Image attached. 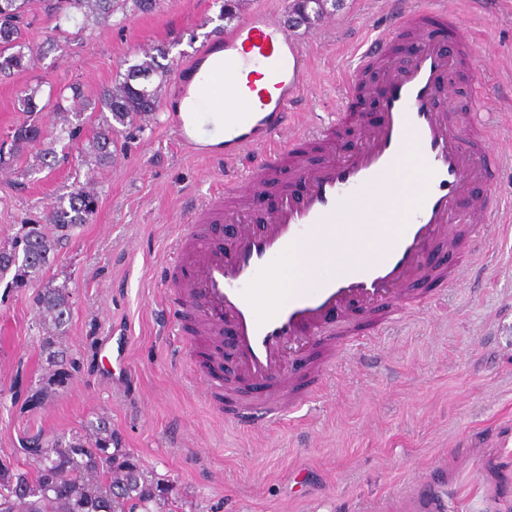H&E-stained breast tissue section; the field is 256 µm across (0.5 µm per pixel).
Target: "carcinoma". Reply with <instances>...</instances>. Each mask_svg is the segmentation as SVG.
<instances>
[{
    "label": "carcinoma",
    "mask_w": 512,
    "mask_h": 512,
    "mask_svg": "<svg viewBox=\"0 0 512 512\" xmlns=\"http://www.w3.org/2000/svg\"><path fill=\"white\" fill-rule=\"evenodd\" d=\"M30 0H0V76L26 71L34 65L33 55L24 52V21ZM159 0H40V10L54 23L55 36L68 43L77 40L90 25L103 29L112 26V16L119 10L133 12L153 11ZM241 0H221L219 19L230 24L239 13ZM292 11L307 10L306 27L317 25L329 10L318 2L311 6L294 3ZM75 23V30L64 28ZM156 54L144 52L140 60L126 61V69L117 72L112 85L101 88L93 97H85L82 86L72 83L49 87L44 103L42 84L24 91L19 98L22 110L30 113L53 107L65 112L64 103H76L75 117L91 110L108 113L106 121L89 141L90 154L99 165H107L118 152V135L136 125V121L158 109L162 85L168 71L159 63L165 57V46L155 48ZM160 74L153 82L149 77ZM80 125L60 128L47 137L43 126L35 121L13 131L12 146L41 145L46 139L66 141L67 149L75 144ZM99 199L84 188H76L45 216L44 221L64 234L49 237L40 224H24L11 248L0 249V278L13 272L11 283L15 288L35 284L50 263V254L57 242L67 238L79 224H85L95 214ZM41 315L51 317L55 327H64L69 319V294L65 286L43 288L37 295ZM48 359L56 364L50 384L61 386L68 379L65 363L58 359L54 342L45 344ZM86 433L57 434L39 440L41 463L34 470H22L0 462V498L10 495L15 512H170L171 486L144 467L141 460L121 448L112 431L109 419L100 416L89 423Z\"/></svg>",
    "instance_id": "cac0c4a2"
}]
</instances>
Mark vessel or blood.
Segmentation results:
<instances>
[{
    "mask_svg": "<svg viewBox=\"0 0 512 512\" xmlns=\"http://www.w3.org/2000/svg\"><path fill=\"white\" fill-rule=\"evenodd\" d=\"M435 22L448 37L467 45L469 30L447 7L397 17L394 34L411 31L419 42L405 65L390 62L389 39L375 40L349 77L363 90V75L376 70L386 87L377 122L343 101L334 120L304 128L291 139L284 133L300 123L293 105L310 82V59L280 23L276 11L258 9L209 46L220 54L224 91L239 100V111L224 115V159L243 154L253 160L245 174L202 201L175 242L167 266L174 285L171 304L180 322L199 341H219L232 330L240 385L225 387L222 355L212 351L205 381L211 403L222 404L225 420L246 430L296 405L309 391L288 368L290 360L333 352L349 338H371L406 306L427 299L428 289L448 284L449 272L427 263L430 249L453 245L459 199L486 177L480 159L491 150L492 135L471 120L461 135L436 99L440 76L459 57L444 55L427 35ZM262 65L271 88L242 89L238 77ZM351 122L358 146L350 156L305 162L311 143L328 139L337 124ZM418 165L421 181L395 179L407 163ZM300 179V194L282 192L262 228L249 226L251 200L283 177ZM496 197L473 202V221H499ZM234 218L242 229L230 242L214 244L209 227ZM305 253L326 259L332 271L315 266L288 269L290 286L260 298L258 285L286 258ZM426 291L413 292L415 283ZM341 325L328 329L327 318Z\"/></svg>",
    "mask_w": 512,
    "mask_h": 512,
    "instance_id": "vessel-or-blood-1",
    "label": "vessel or blood"
}]
</instances>
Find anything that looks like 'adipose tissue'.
<instances>
[{
  "mask_svg": "<svg viewBox=\"0 0 512 512\" xmlns=\"http://www.w3.org/2000/svg\"><path fill=\"white\" fill-rule=\"evenodd\" d=\"M224 75L214 61L204 62L190 85L191 97H203L209 100L206 111H190L189 100L179 105L178 117L188 133L200 144L222 149L224 146Z\"/></svg>",
  "mask_w": 512,
  "mask_h": 512,
  "instance_id": "1",
  "label": "adipose tissue"
}]
</instances>
